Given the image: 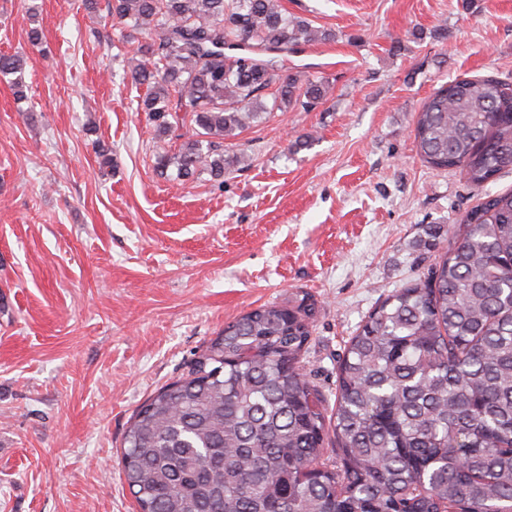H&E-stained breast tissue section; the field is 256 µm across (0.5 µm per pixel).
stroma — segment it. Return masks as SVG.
<instances>
[{
    "label": "stroma",
    "mask_w": 512,
    "mask_h": 512,
    "mask_svg": "<svg viewBox=\"0 0 512 512\" xmlns=\"http://www.w3.org/2000/svg\"><path fill=\"white\" fill-rule=\"evenodd\" d=\"M108 0H0V512H136L124 432L226 323L307 292L304 372L336 399L350 336L426 274L481 193L417 153L413 123L451 80L512 85V0H280L335 31L285 56L324 105L225 141L223 182L160 178L177 152L137 112L136 43ZM41 47L28 40L31 28ZM112 150L111 163L95 153ZM29 57L21 55H0V76H13L12 83L20 98H24L25 73Z\"/></svg>",
    "instance_id": "obj_1"
}]
</instances>
